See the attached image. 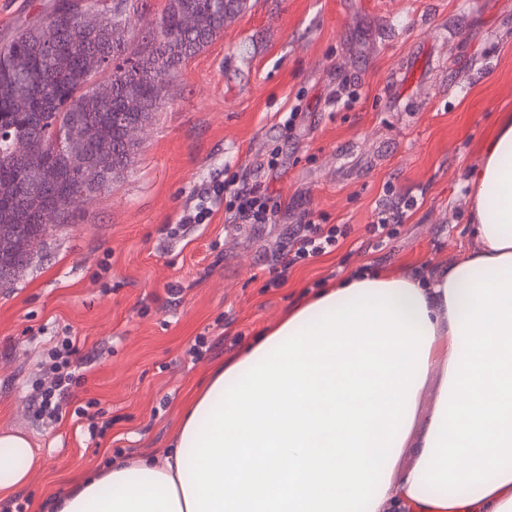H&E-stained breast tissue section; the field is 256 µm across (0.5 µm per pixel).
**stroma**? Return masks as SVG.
Here are the masks:
<instances>
[{
  "instance_id": "obj_1",
  "label": "stroma",
  "mask_w": 512,
  "mask_h": 512,
  "mask_svg": "<svg viewBox=\"0 0 512 512\" xmlns=\"http://www.w3.org/2000/svg\"><path fill=\"white\" fill-rule=\"evenodd\" d=\"M51 2L0 0V41ZM251 2L166 82L127 172L0 293V430L25 432L37 458L0 512H40L88 471L161 454L189 394L295 301L367 266L446 265L468 245L471 171L512 113V0ZM230 174L279 197L274 223L230 224L219 208L169 238ZM403 199L415 207L378 243L368 224ZM311 221L350 233L272 286L276 259ZM66 333L86 376L76 403L95 402L105 423L93 438L74 413L52 425L35 414L45 353Z\"/></svg>"
}]
</instances>
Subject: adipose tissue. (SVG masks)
Returning a JSON list of instances; mask_svg holds the SVG:
<instances>
[{
	"mask_svg": "<svg viewBox=\"0 0 512 512\" xmlns=\"http://www.w3.org/2000/svg\"><path fill=\"white\" fill-rule=\"evenodd\" d=\"M471 185L460 259L295 304L193 392L171 452L80 478L53 512H512V114ZM34 465L0 431V499Z\"/></svg>",
	"mask_w": 512,
	"mask_h": 512,
	"instance_id": "ef3b65f1",
	"label": "adipose tissue"
}]
</instances>
